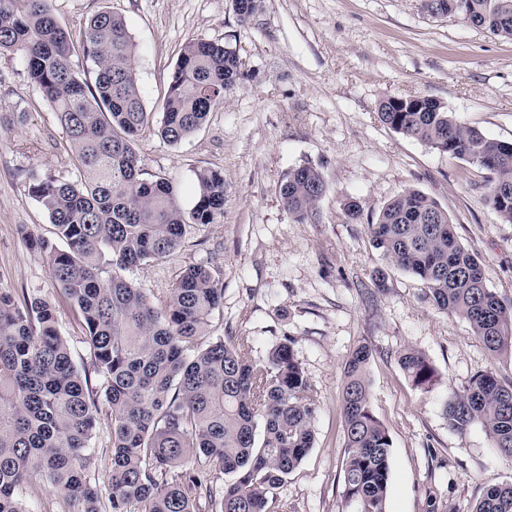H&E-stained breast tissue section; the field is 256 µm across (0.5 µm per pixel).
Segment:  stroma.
I'll return each mask as SVG.
<instances>
[{"label":"stroma","instance_id":"obj_1","mask_svg":"<svg viewBox=\"0 0 512 512\" xmlns=\"http://www.w3.org/2000/svg\"><path fill=\"white\" fill-rule=\"evenodd\" d=\"M57 22L79 33L96 13L122 15L136 45L147 111L159 112L183 46L201 38L229 42L246 75L202 126L177 145L156 128L136 139L145 178L173 181L191 207L196 174H224V215L187 226L169 258L132 276L154 300L165 298L189 265L221 271L224 306L212 335L252 339V359L292 338L317 396L314 446L274 492L275 512H354L343 495L342 391L352 349L369 343L371 405L388 430L392 462L386 512H471L485 487L512 482V464L481 426L460 434L444 405L470 379L491 371L512 383V357H490L461 318L436 311L423 285L387 265L367 225L390 198L421 191L447 210L459 242L479 256L486 283L512 300V224L503 223L480 185L486 173L383 125L388 96H429L462 125L512 142V40L454 17L432 18L419 0H264L240 23L233 0H51ZM19 119L0 140V288L56 307L76 368H92L90 350L35 238L54 240L47 213L29 193L37 174L76 181L55 114L32 86L17 55L0 53V114ZM309 164L328 189L314 216L292 221L279 185ZM357 200L359 218L343 205ZM386 273L384 287L373 281ZM421 351L437 372L418 387L398 354Z\"/></svg>","mask_w":512,"mask_h":512}]
</instances>
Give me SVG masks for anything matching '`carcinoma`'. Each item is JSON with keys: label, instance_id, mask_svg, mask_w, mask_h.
<instances>
[{"label": "carcinoma", "instance_id": "cac0c4a2", "mask_svg": "<svg viewBox=\"0 0 512 512\" xmlns=\"http://www.w3.org/2000/svg\"><path fill=\"white\" fill-rule=\"evenodd\" d=\"M263 0H233L247 22ZM432 17L454 16L512 39V0H421ZM19 56L51 104L79 178L35 179L29 193L47 212L60 248L38 238L52 278L84 331L112 421V468L99 483L91 464L97 402L71 358L55 306L0 288V512H28L25 497L50 488L67 512H269L273 490L313 448L317 403L286 337L267 362L250 357L248 336L210 335L224 304L220 273L188 267L156 306L129 272L170 256L185 226L224 215V174H196L197 201L179 205L171 182L143 177L134 149L153 123L136 80V46L124 19L94 15L75 36L49 0H0V52ZM90 63L93 82L74 68ZM244 75L236 49L187 42L175 64L157 131L170 144L190 137ZM379 120L430 148L487 172L480 185L502 222L512 224V142L456 121L426 96L390 97ZM327 191L312 166L288 171L279 193L296 222ZM368 232L388 264L418 278L435 310L465 320L493 357L512 355V302L485 282L477 254L462 246L439 204L406 190L381 207ZM372 348L347 361L342 417L344 497L355 512H386L392 439L371 410L365 368ZM399 364L414 385L436 373L423 353ZM448 426L480 425L512 462V384L474 376L446 402ZM472 512H512V482L486 487Z\"/></svg>", "mask_w": 512, "mask_h": 512}]
</instances>
